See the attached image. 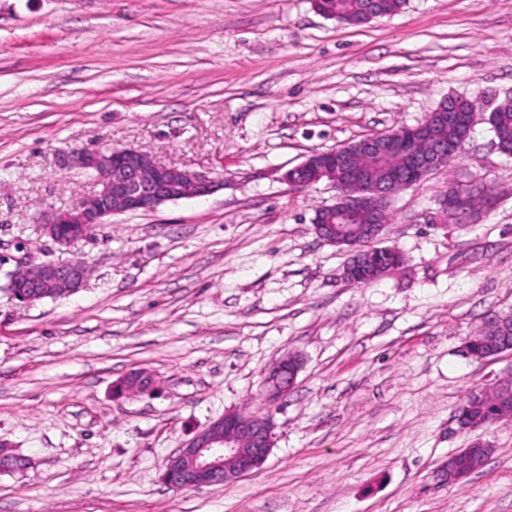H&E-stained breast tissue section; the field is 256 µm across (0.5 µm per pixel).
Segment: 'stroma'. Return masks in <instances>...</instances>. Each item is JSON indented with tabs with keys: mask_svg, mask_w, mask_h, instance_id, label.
<instances>
[{
	"mask_svg": "<svg viewBox=\"0 0 512 512\" xmlns=\"http://www.w3.org/2000/svg\"><path fill=\"white\" fill-rule=\"evenodd\" d=\"M451 94L512 97V0H406L363 26L312 0H0V439L34 462L0 475V512H512V421L455 420L512 374V354L463 353L512 313V156L478 121L462 158L391 200L378 243L405 262L369 285L315 233L335 191L282 179ZM112 148L224 184L53 244L45 216L99 188L62 153ZM461 185L491 193L478 218L442 213ZM24 253L88 279L18 304ZM292 354L295 385L268 405L266 371ZM133 369L154 392L115 396ZM232 411L270 415L264 466L163 485L164 459ZM477 437L492 456L448 483Z\"/></svg>",
	"mask_w": 512,
	"mask_h": 512,
	"instance_id": "1",
	"label": "stroma"
}]
</instances>
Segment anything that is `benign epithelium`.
Segmentation results:
<instances>
[{"mask_svg":"<svg viewBox=\"0 0 512 512\" xmlns=\"http://www.w3.org/2000/svg\"><path fill=\"white\" fill-rule=\"evenodd\" d=\"M437 113L415 125L382 132L378 137L396 140L405 147L418 131L433 125ZM468 140L449 145L430 139L417 153L415 171L409 176H395L375 195H366L338 178L336 171L350 167L355 159V148L347 144L328 151L332 162L327 167H317L321 152L311 153L300 165L288 170L284 179L293 186L302 187L325 180L337 191L336 202L316 211L313 224L318 237L325 243L341 246L352 252L343 275L352 281L360 278L362 266L358 246L376 236L383 228L382 203L420 181L435 170L452 163L464 151ZM77 164L94 172L101 189L77 200L71 207L47 215L40 225L43 235L59 246L90 238V229L96 224H107L109 219L127 212L153 211L165 202L182 198L202 197L212 193L220 182L206 176L193 174L175 165L156 161L148 152L134 149L107 151H81L76 155ZM357 214L364 223L351 227L332 223L329 211ZM16 270L8 287L17 289L14 297L30 304L51 292L74 293L84 286L88 267L79 260L32 264L24 255L14 258ZM302 368L299 357L284 358L277 362L265 379V398L271 405L288 395ZM152 379L135 370L131 382L114 389L117 395L148 393ZM474 393L480 400L490 399L495 405L503 404L512 409V385L498 381L490 389L478 388ZM273 448V425L267 416L228 412L198 430L166 457L161 480L175 490H189L202 486H225L265 464ZM0 454L11 464L0 472L14 474L27 470L29 460L14 453L11 444L0 440Z\"/></svg>","mask_w":512,"mask_h":512,"instance_id":"7a95c632","label":"benign epithelium"}]
</instances>
